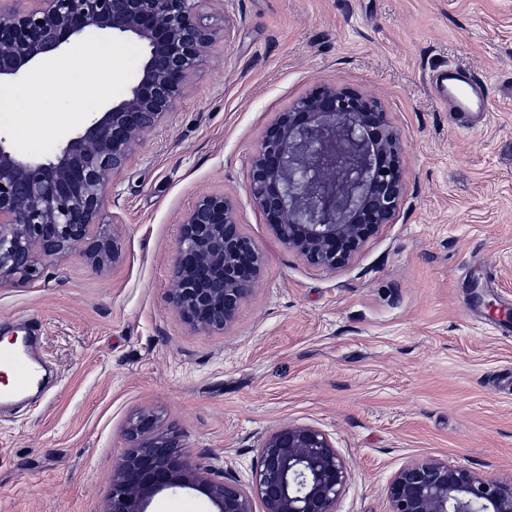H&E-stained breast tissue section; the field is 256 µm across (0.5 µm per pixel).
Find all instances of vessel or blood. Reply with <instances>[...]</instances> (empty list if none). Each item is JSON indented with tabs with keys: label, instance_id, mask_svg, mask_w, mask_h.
<instances>
[{
	"label": "vessel or blood",
	"instance_id": "b4317fda",
	"mask_svg": "<svg viewBox=\"0 0 512 512\" xmlns=\"http://www.w3.org/2000/svg\"><path fill=\"white\" fill-rule=\"evenodd\" d=\"M430 83L457 128L470 129L489 121L488 86L473 70L444 67L431 74ZM41 341L38 328L33 327L22 344H0V365L11 372L10 383L0 386L1 409L29 401L39 392L49 371L39 353Z\"/></svg>",
	"mask_w": 512,
	"mask_h": 512
}]
</instances>
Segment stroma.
<instances>
[{
  "instance_id": "35a3bbf8",
  "label": "stroma",
  "mask_w": 512,
  "mask_h": 512,
  "mask_svg": "<svg viewBox=\"0 0 512 512\" xmlns=\"http://www.w3.org/2000/svg\"><path fill=\"white\" fill-rule=\"evenodd\" d=\"M200 20L216 39L187 95L112 180L115 259L94 268L78 244L0 288V321L38 324L59 372L0 415V512H104L125 429L148 410L215 479L242 484L272 430L325 431L350 474L336 512H388L392 475L418 457L512 482V0H211ZM120 45L111 84L48 78L32 97L49 127L5 119L0 136L27 157L65 144L74 113L126 94L143 52ZM457 64L489 88L491 119L474 131L430 84ZM324 84L382 103L407 168L392 223L334 271L284 247L247 188L265 127ZM212 191L235 200L265 257L220 334L169 302L181 219Z\"/></svg>"
}]
</instances>
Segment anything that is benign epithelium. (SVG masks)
Here are the masks:
<instances>
[{
	"label": "benign epithelium",
	"instance_id": "obj_1",
	"mask_svg": "<svg viewBox=\"0 0 512 512\" xmlns=\"http://www.w3.org/2000/svg\"><path fill=\"white\" fill-rule=\"evenodd\" d=\"M0 8V85L39 56L110 34L144 47L128 94L86 116L52 154L24 157L0 136V288L31 281L77 243L95 266L115 253L101 222L119 174L144 134L173 114L213 41L200 23L210 0H31ZM402 136L381 103L335 85L313 88L268 125L251 157L248 190L288 249L327 270L348 265L391 222L405 190ZM264 256L245 236L234 201L202 195L175 249L173 308L194 328L221 332L259 280ZM129 446L106 512H147L159 493L192 489L216 512H335L349 472L322 430L288 425L258 449L249 486L208 477L152 413L126 427ZM389 512H512V482L436 458L414 459L387 485Z\"/></svg>",
	"mask_w": 512,
	"mask_h": 512
}]
</instances>
